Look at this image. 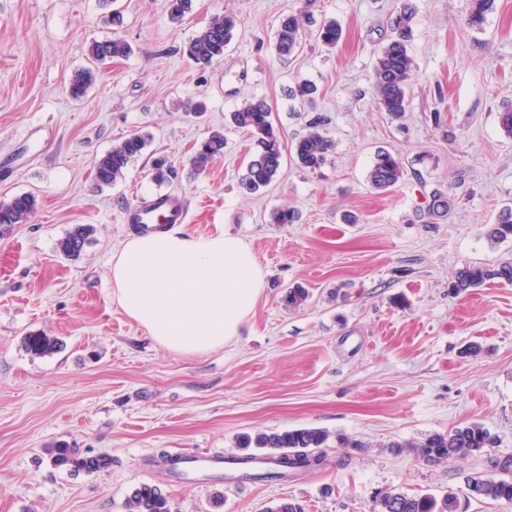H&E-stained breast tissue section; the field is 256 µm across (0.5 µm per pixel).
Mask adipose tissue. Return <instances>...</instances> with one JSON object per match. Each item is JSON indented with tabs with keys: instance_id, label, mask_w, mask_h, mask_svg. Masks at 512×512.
<instances>
[{
	"instance_id": "ef3b65f1",
	"label": "adipose tissue",
	"mask_w": 512,
	"mask_h": 512,
	"mask_svg": "<svg viewBox=\"0 0 512 512\" xmlns=\"http://www.w3.org/2000/svg\"><path fill=\"white\" fill-rule=\"evenodd\" d=\"M113 296L161 347L204 354L238 336L265 274L243 240L152 232L125 241L109 267Z\"/></svg>"
}]
</instances>
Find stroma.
<instances>
[{"instance_id":"stroma-1","label":"stroma","mask_w":512,"mask_h":512,"mask_svg":"<svg viewBox=\"0 0 512 512\" xmlns=\"http://www.w3.org/2000/svg\"><path fill=\"white\" fill-rule=\"evenodd\" d=\"M415 11L409 107L399 120L373 99L375 57L403 2ZM469 0H193L171 17L168 0H0V202L35 194L29 223L0 237V512H127L132 489L159 486L172 512H269L290 499L305 512H372L377 493L464 492L485 458L437 465L399 451L435 432L478 423L512 457V284L454 293L466 263L512 258V240L484 235L512 208V137L498 114L512 107V0H494L483 30L466 22ZM122 26H113L112 10ZM240 24L223 58L202 68L183 53L218 13ZM303 16L301 48L277 54L282 15ZM343 28L320 44L323 21ZM120 38L131 54L100 67L85 97L69 95L90 68L93 42ZM317 88L303 99L298 84ZM264 98L284 146L326 117L335 147L310 172L291 157L263 191L242 185L252 157L246 131L228 122L245 99ZM202 102L204 114L189 107ZM224 156L205 171L190 159L211 132ZM148 150L121 180L98 187L93 162L130 134ZM398 152L405 175L378 192L367 175L379 149ZM166 156L171 182L151 176ZM450 199L432 217L435 191ZM188 207L183 231L241 238L265 287L239 336L186 356L156 344L128 318L106 276L131 238L121 215L158 192ZM298 210L276 224L281 207ZM76 224L93 234L71 260L57 242ZM308 288L293 308L289 288ZM40 332L60 350L38 357L23 339ZM475 354H465L468 345ZM322 428L357 440L328 448L330 466L287 481L245 484L222 476L198 486L150 465L163 452L237 455L239 435ZM67 442L107 455L87 474L50 465ZM223 494L219 508L210 501Z\"/></svg>"}]
</instances>
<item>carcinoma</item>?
<instances>
[{"mask_svg": "<svg viewBox=\"0 0 512 512\" xmlns=\"http://www.w3.org/2000/svg\"><path fill=\"white\" fill-rule=\"evenodd\" d=\"M492 0H469L468 21L472 27H481ZM413 12L404 5L391 21L392 35L377 55L373 66V93L378 108L394 119L404 116L409 105L408 80L413 60L408 52L407 41L411 32ZM236 27L234 14L214 16L207 27L194 36L186 46V54L195 63L209 65L224 57V50L233 38ZM342 37V28L334 21L323 25L319 31L320 41L326 46H335ZM301 28L297 16L288 15L279 23L275 34L276 51L281 56L292 55L300 46ZM130 53L123 40H103L93 43L90 55L97 63L123 58ZM92 70L79 73L69 86L74 99L85 96L93 83ZM232 124L248 132L254 140L255 151L247 166L244 188L255 193L268 187L282 174L283 141L280 132L271 121V110L262 98L245 100L241 107L230 113ZM324 119L317 116L310 120V131L291 147L297 166L315 172L326 163L334 149L333 140L323 131ZM151 137L133 134L112 146L93 164V176L97 185L110 186L124 176L129 164L142 156ZM224 155V135L216 132L198 145L191 164L198 171L205 170L213 161ZM404 177V168L398 154L382 149L377 152L369 172V183L376 191H386L396 186ZM37 197L22 193L7 202H0V237L11 233L15 225L26 224L36 213ZM93 228L87 224H76L58 241V249L68 258L81 256ZM486 238L493 244L512 239V210H504L497 222L487 226ZM512 283V260L496 265L467 264L454 272L451 287L458 293L478 288L490 281ZM27 352L44 356L58 347V339L42 333H31L24 337ZM331 433L321 428H300L270 433L245 434L238 441L243 457H234L236 464L255 460L253 450H269L277 453L270 461L271 467L253 473V480L273 481L295 477L303 472L320 469L327 465L326 455L318 452L328 447ZM496 444L491 431L477 423L457 426L445 433H433L418 443L408 442L402 447L427 463H443L450 460H468L486 457L487 468L476 470L466 477V497L490 500L512 505V459L504 460L488 456V450ZM50 464L71 472H98L112 466V458L105 455H84L78 449L59 442L44 449ZM128 512H171L169 498L156 485L144 483L129 496ZM375 512H461L460 498L453 489L440 497L430 494L409 495L396 490H387L375 498Z\"/></svg>", "mask_w": 512, "mask_h": 512, "instance_id": "1", "label": "carcinoma"}]
</instances>
